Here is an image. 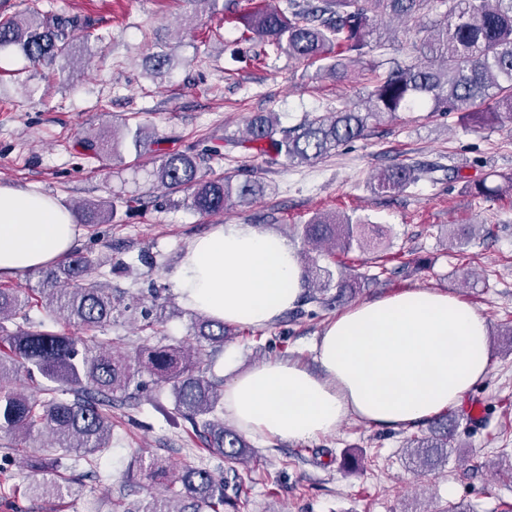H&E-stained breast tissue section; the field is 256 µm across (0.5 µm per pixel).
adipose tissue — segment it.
<instances>
[{"instance_id": "1", "label": "adipose tissue", "mask_w": 512, "mask_h": 512, "mask_svg": "<svg viewBox=\"0 0 512 512\" xmlns=\"http://www.w3.org/2000/svg\"><path fill=\"white\" fill-rule=\"evenodd\" d=\"M53 198L0 186V277L45 269L74 247ZM186 307L244 326L274 323L302 292L297 252L250 224H218L189 244L172 277ZM488 325L463 301L423 288L360 303L316 347L320 373L274 361L230 379L224 415L245 435L307 441L356 417L393 429L460 404L489 371Z\"/></svg>"}]
</instances>
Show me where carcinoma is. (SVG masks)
Masks as SVG:
<instances>
[{"instance_id":"cac0c4a2","label":"carcinoma","mask_w":512,"mask_h":512,"mask_svg":"<svg viewBox=\"0 0 512 512\" xmlns=\"http://www.w3.org/2000/svg\"><path fill=\"white\" fill-rule=\"evenodd\" d=\"M430 0H286L285 7L269 4L237 13L236 0H226L224 21H235L244 30L267 42L277 54L317 67L316 77H334L354 66H367L373 74L366 99L345 102L323 117L306 118L283 129L276 113L251 118L246 136L224 142L247 154L260 156L271 166L311 164L337 147L362 139L369 125L428 100L434 112H461L475 127L496 123L502 114L512 117V0H439L444 7L426 37L415 43L416 57L409 63L372 59L380 47L374 39L375 18L417 20ZM104 37L94 32L90 20L79 15L33 9L22 16L0 21V51L21 54L32 66L56 68L60 74L75 64L90 63V44ZM172 67L167 54L148 59V74L162 79ZM129 148L140 156L146 128H126ZM89 158L100 161L110 152L105 140L87 137L82 142ZM424 169L394 164L377 176L375 190L387 193L416 183ZM150 176L181 195L184 204L201 215L224 212L232 200L251 202L262 191L255 179L235 175L211 177L201 171L197 158L163 152L152 161ZM476 196L512 192V176L504 185L490 188L485 181H467ZM84 223L109 224L113 205L89 203L82 208ZM308 251L304 253V297L324 307L353 298L363 276L347 265L352 252L372 256L383 246V234L371 224L353 223L346 216L317 214L301 226ZM332 265L319 264L320 257ZM337 270H332V267ZM100 264L76 252L60 266L44 271L39 297L54 319L93 332L68 336L32 325L29 297L19 288H0V320H21V325L0 347V433L17 441L34 433L49 435L54 443L27 457L31 498L63 500L74 488L60 449L82 452L87 473L94 474L93 456L109 447L112 409L138 407L135 391L139 377L148 373L171 387L175 410L189 424L187 434L203 450L234 468L250 461L253 448L244 435L224 425V381L207 374L208 366L232 335V328L202 312H194L197 343L143 346L134 352L117 349L108 336L114 315H140V329L153 333L164 325L165 304L154 295L150 301L125 298L121 291L99 280ZM36 384L38 394L19 392V375ZM453 419L445 415L428 424L427 431L406 440V449L419 467L430 471L448 464ZM165 480L163 490L128 506L112 500V512H237L238 503L227 494L228 482L191 462L171 463L162 455L135 457L127 479Z\"/></svg>"}]
</instances>
